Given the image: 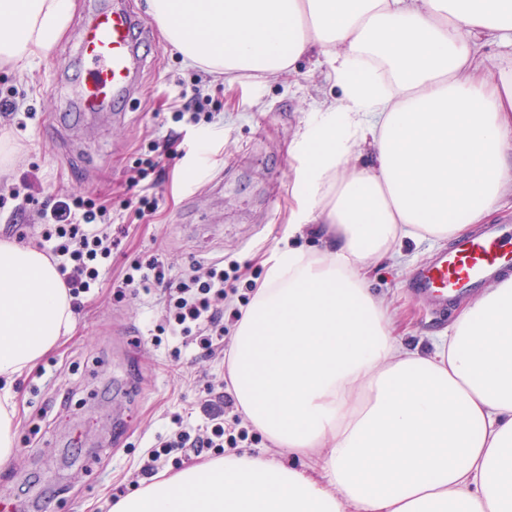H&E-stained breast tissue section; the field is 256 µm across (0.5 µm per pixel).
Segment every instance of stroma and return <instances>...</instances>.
<instances>
[{
    "instance_id": "obj_1",
    "label": "stroma",
    "mask_w": 512,
    "mask_h": 512,
    "mask_svg": "<svg viewBox=\"0 0 512 512\" xmlns=\"http://www.w3.org/2000/svg\"><path fill=\"white\" fill-rule=\"evenodd\" d=\"M88 6L75 0L47 57L22 71L0 64V98L18 105L17 114H0V177L27 183L40 198L60 188L107 198L113 225L129 228L110 276L156 253L175 279L193 263L237 266V291L224 305V336L232 338L233 313L245 309L249 283L262 282L265 260L287 245L320 244L314 226L290 232L302 161L288 147L340 90L326 66L306 59L289 75L228 83L216 73L201 82L160 34L156 46L140 50L145 64L133 99L118 105L115 118L84 123L70 92L81 68L76 31ZM196 92L211 122H173L185 96ZM52 114L61 124L49 135L43 124ZM153 145L163 166L139 177L136 162ZM141 195L158 203L143 219L123 206ZM443 250L408 240L401 259L370 268L373 292L390 305L408 344L447 332L456 318L452 308L434 311L413 286L415 274ZM160 318L154 296L118 299L105 281L91 291L71 333L17 382V457L0 468V501L19 512H103L114 489L128 486L172 416L190 413L197 373L228 369L219 357L194 362L189 349L173 360L178 341L169 335L160 345L148 343Z\"/></svg>"
}]
</instances>
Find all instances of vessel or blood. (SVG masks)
<instances>
[{
    "label": "vessel or blood",
    "mask_w": 512,
    "mask_h": 512,
    "mask_svg": "<svg viewBox=\"0 0 512 512\" xmlns=\"http://www.w3.org/2000/svg\"><path fill=\"white\" fill-rule=\"evenodd\" d=\"M137 24L134 13L118 0H93L79 29L78 52L85 77L75 91L78 112L99 115L111 111L116 100L133 93L138 49L131 33ZM511 262L502 227L493 224L458 238L448 253L419 272L414 285L444 303L498 279Z\"/></svg>",
    "instance_id": "1"
}]
</instances>
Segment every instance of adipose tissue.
<instances>
[{
	"label": "adipose tissue",
	"mask_w": 512,
	"mask_h": 512,
	"mask_svg": "<svg viewBox=\"0 0 512 512\" xmlns=\"http://www.w3.org/2000/svg\"><path fill=\"white\" fill-rule=\"evenodd\" d=\"M191 67L225 80L328 65L341 90L292 143L293 229L235 330L239 410L288 462L228 454L112 512H512V274L428 351L393 334L365 271L403 240L445 242L512 207V0H146ZM74 0H0V62L48 55ZM508 47L489 78L485 41ZM74 325L37 247L0 241V468L14 384Z\"/></svg>",
	"instance_id": "adipose-tissue-1"
}]
</instances>
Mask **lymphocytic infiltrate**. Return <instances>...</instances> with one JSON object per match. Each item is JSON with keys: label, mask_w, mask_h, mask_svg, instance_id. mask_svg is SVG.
<instances>
[{"label": "lymphocytic infiltrate", "mask_w": 512, "mask_h": 512, "mask_svg": "<svg viewBox=\"0 0 512 512\" xmlns=\"http://www.w3.org/2000/svg\"><path fill=\"white\" fill-rule=\"evenodd\" d=\"M14 200L17 212L29 213L41 227L38 247L51 259L67 289L73 309H80L88 293L100 280L105 260L118 249L121 240L112 234L109 207L98 196L61 192L37 200L14 184L0 185V207ZM230 278L223 261L192 264L184 277L172 280L164 260L156 255L135 261L123 274L113 278L114 295L156 293L162 310L160 333L178 336L183 346L194 345L210 359L223 353L225 288ZM223 378H206L201 388L200 409L204 424L184 423L173 416V430L146 451L136 472L138 478L154 477L167 466H180L185 459L210 454L221 456L243 447L249 431L236 411L235 400Z\"/></svg>", "instance_id": "obj_1"}]
</instances>
